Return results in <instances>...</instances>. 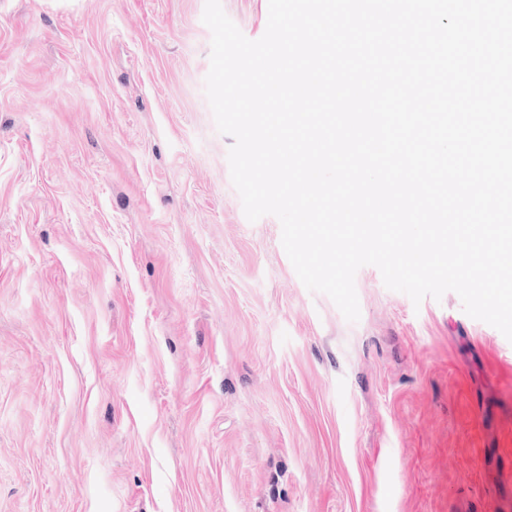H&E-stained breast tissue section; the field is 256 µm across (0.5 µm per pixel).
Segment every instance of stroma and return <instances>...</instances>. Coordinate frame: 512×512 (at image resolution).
<instances>
[{
	"mask_svg": "<svg viewBox=\"0 0 512 512\" xmlns=\"http://www.w3.org/2000/svg\"><path fill=\"white\" fill-rule=\"evenodd\" d=\"M204 3L0 0V512H512V342L373 266L355 323L305 288Z\"/></svg>",
	"mask_w": 512,
	"mask_h": 512,
	"instance_id": "stroma-1",
	"label": "stroma"
}]
</instances>
